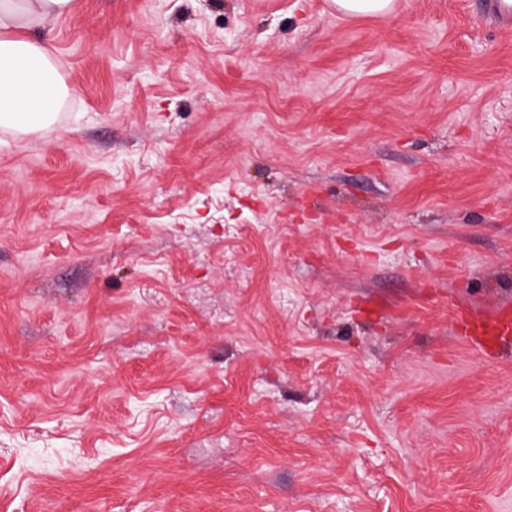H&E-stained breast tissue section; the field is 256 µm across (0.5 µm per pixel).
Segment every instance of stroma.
<instances>
[{"instance_id":"obj_1","label":"stroma","mask_w":512,"mask_h":512,"mask_svg":"<svg viewBox=\"0 0 512 512\" xmlns=\"http://www.w3.org/2000/svg\"><path fill=\"white\" fill-rule=\"evenodd\" d=\"M0 133V512H512V34L468 0H72ZM336 8L347 14L384 15L391 9L392 0H336ZM459 333L477 346H482L485 342H491L496 347L510 346L512 310L508 306L501 307L489 320L470 317L460 327Z\"/></svg>"}]
</instances>
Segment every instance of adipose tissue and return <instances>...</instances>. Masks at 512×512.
<instances>
[{
    "label": "adipose tissue",
    "mask_w": 512,
    "mask_h": 512,
    "mask_svg": "<svg viewBox=\"0 0 512 512\" xmlns=\"http://www.w3.org/2000/svg\"><path fill=\"white\" fill-rule=\"evenodd\" d=\"M71 0H0V132L15 137L54 123L68 95L48 40L30 38Z\"/></svg>",
    "instance_id": "ef3b65f1"
}]
</instances>
